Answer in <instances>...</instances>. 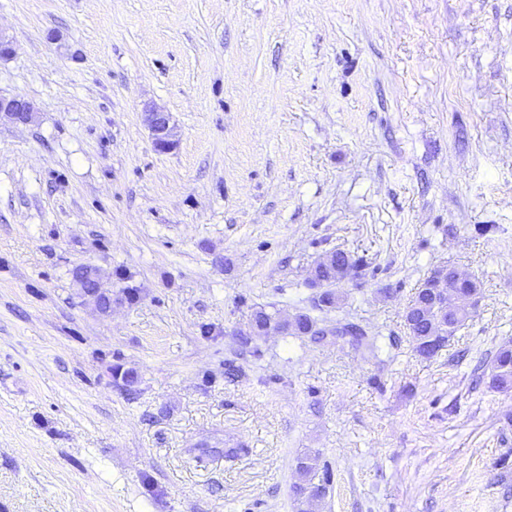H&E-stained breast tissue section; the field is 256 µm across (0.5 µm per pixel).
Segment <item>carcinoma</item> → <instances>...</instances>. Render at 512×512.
<instances>
[{"label": "carcinoma", "instance_id": "obj_1", "mask_svg": "<svg viewBox=\"0 0 512 512\" xmlns=\"http://www.w3.org/2000/svg\"><path fill=\"white\" fill-rule=\"evenodd\" d=\"M342 278L340 266L334 262L314 266L311 278L308 279L309 286L317 289L311 299L312 309L328 312L339 307L342 296L334 289V285ZM474 284L475 281L470 278L454 273L448 279V301L444 303L433 299L425 288H418L412 301V311L405 319V326L414 351L420 357L430 359L438 355L454 336L455 329L448 327V308H454L458 314L465 313L459 301V293ZM320 322L321 319L308 312H302L288 321L277 313L260 309L253 314L252 329L258 334L277 330L319 342L325 333ZM335 336L373 357L379 356L383 350L381 337L369 335L364 327L354 322L336 321ZM488 384L493 390L512 392L511 344L500 345L489 360ZM295 474L297 481L292 487V493L296 512H316V506L326 497L335 482L333 468L320 463L318 454L305 452L296 458Z\"/></svg>", "mask_w": 512, "mask_h": 512}]
</instances>
